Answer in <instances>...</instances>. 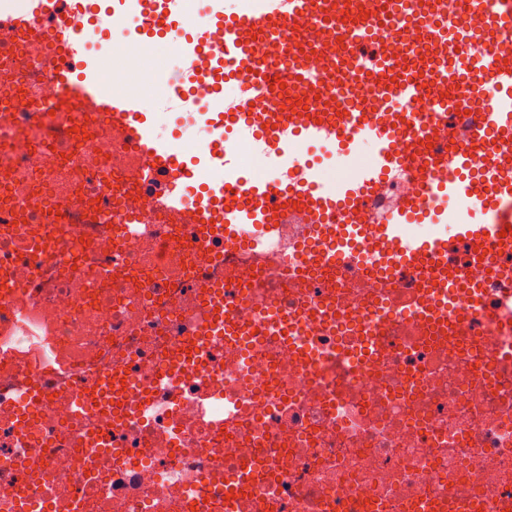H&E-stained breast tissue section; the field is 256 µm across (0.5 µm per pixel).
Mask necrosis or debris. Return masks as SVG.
Masks as SVG:
<instances>
[{
	"instance_id": "obj_1",
	"label": "necrosis or debris",
	"mask_w": 512,
	"mask_h": 512,
	"mask_svg": "<svg viewBox=\"0 0 512 512\" xmlns=\"http://www.w3.org/2000/svg\"><path fill=\"white\" fill-rule=\"evenodd\" d=\"M150 25L92 13L74 51L148 74L129 32ZM55 47L0 20V512H224L228 490L236 512H512V327L452 292L443 335L398 307L407 274L288 277L306 215L216 252L190 242L192 213L153 208L160 183L94 102L54 112ZM342 53L327 41L288 95L335 111L324 71ZM220 298L244 335L212 329ZM109 371L128 380L117 407Z\"/></svg>"
}]
</instances>
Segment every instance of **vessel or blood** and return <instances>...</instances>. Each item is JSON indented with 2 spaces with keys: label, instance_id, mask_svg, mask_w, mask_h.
<instances>
[{
  "label": "vessel or blood",
  "instance_id": "b4317fda",
  "mask_svg": "<svg viewBox=\"0 0 512 512\" xmlns=\"http://www.w3.org/2000/svg\"><path fill=\"white\" fill-rule=\"evenodd\" d=\"M380 0H212L205 16L196 21V37L181 40L179 58L193 62L198 51L208 53L212 68L226 79L253 85L270 84L274 76L300 77L305 64L320 50L319 40L303 39L300 20H309L339 37L344 45L337 67L359 55L366 41L380 47L370 60L369 79L375 86L380 111L351 109L328 120L322 106L313 104L296 112L286 109V97L269 105L245 108L231 94L215 95L210 110L198 120L212 133L211 143L174 146L159 140L146 116L138 115L133 99L98 92L102 73L111 59L90 57L80 62V77L71 81V35L78 30L74 13H67L58 30L59 57L48 70V84L60 112L75 111L80 100L96 101L115 133L132 147L149 176L165 185L154 203L169 215L194 206L198 222L192 235L207 243L214 236L245 234L260 226L273 231L276 224L295 223L307 212L326 222L332 208L342 210L329 247L311 248L307 263L330 261L348 267L357 262L350 247L360 236L370 241L374 264L387 271L430 268L432 287L444 288L459 279L448 262L453 246H466L471 258L481 259L490 279L501 289L498 305L512 304V267L497 263L496 253L512 251V64L505 62L498 36L512 31V0H467L471 20L449 16L436 21L426 0H397L388 25L379 23ZM45 0H30V11L11 18L12 26L36 29L33 16L44 13ZM142 14L150 15L170 35L186 24L182 0H109L106 23L120 25ZM363 20V29L347 28L343 15ZM410 24L412 37L420 38L426 51L424 63L434 79L448 85V100L430 111H418L421 77L404 72L388 73L386 28L399 21ZM274 32L264 54H256L252 37L256 29ZM246 131L264 142L288 184L272 185L243 177L237 166V135ZM480 141L488 150L477 176L459 174L469 162L470 145ZM323 144L348 156L370 146L369 161L351 180L327 190L314 165H300L304 149ZM214 170L221 177L212 191L190 198L177 186L193 179L196 171ZM406 171L422 192L390 207L378 201L383 181ZM459 202L464 214L452 224V234L418 244L406 233L410 224H437L442 213L439 200Z\"/></svg>",
  "mask_w": 512,
  "mask_h": 512
}]
</instances>
